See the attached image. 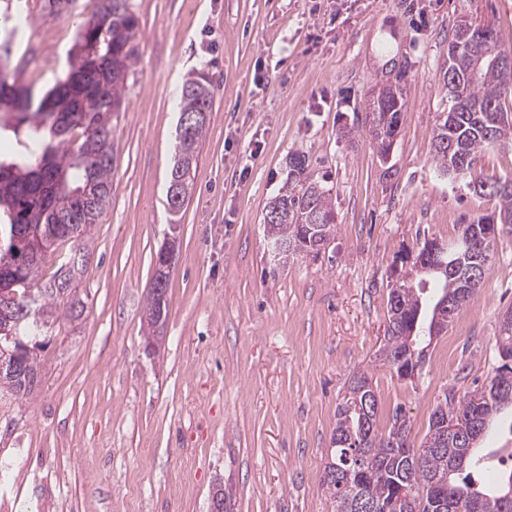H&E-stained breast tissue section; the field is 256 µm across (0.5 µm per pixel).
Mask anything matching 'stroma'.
Wrapping results in <instances>:
<instances>
[{
    "instance_id": "stroma-1",
    "label": "stroma",
    "mask_w": 512,
    "mask_h": 512,
    "mask_svg": "<svg viewBox=\"0 0 512 512\" xmlns=\"http://www.w3.org/2000/svg\"><path fill=\"white\" fill-rule=\"evenodd\" d=\"M87 0L53 12L21 0L9 68L41 94L71 70ZM139 26L112 119V200L84 245V313L40 353L41 384L0 397V512H336L322 486L336 407L365 374L379 433L402 408L422 440L449 392L485 385L512 307V233L484 283L433 341L415 379L382 361L388 283L420 242L453 240L494 211L431 153L447 106L440 75L460 16L512 48V0H130ZM406 61V105L388 158L366 100ZM206 74L213 110L193 186L166 206L176 97ZM332 190L325 253L268 259L263 217L289 154ZM180 246L156 352L145 349L154 256L171 220Z\"/></svg>"
}]
</instances>
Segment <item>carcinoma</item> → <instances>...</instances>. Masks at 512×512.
Segmentation results:
<instances>
[{
  "instance_id": "cac0c4a2",
  "label": "carcinoma",
  "mask_w": 512,
  "mask_h": 512,
  "mask_svg": "<svg viewBox=\"0 0 512 512\" xmlns=\"http://www.w3.org/2000/svg\"><path fill=\"white\" fill-rule=\"evenodd\" d=\"M138 18L129 0H95L91 21L77 34L71 52L72 68L65 80L54 85L39 100L18 85L0 65V133L13 135L17 151L0 160V259L11 254L12 262L0 264V285L25 292L43 310L45 320L22 321L15 334L25 343L46 335L60 319L77 320L84 311L74 288H57L44 279L42 265L55 254V240L85 237L100 223L111 203L114 154L110 139L112 117L119 112L127 80L130 43ZM489 54L478 75L471 74L467 59ZM512 59V50L502 46L500 34L490 26L467 19L456 21L448 41L449 67L442 72L448 90V107L433 131L432 157L439 171L450 177L471 175L478 195L493 197L498 206L490 215L460 225L456 244L437 251L438 243L424 240L409 258V266L388 284L387 326L383 361L396 374L399 356L412 349L421 364L431 345L430 330L437 314L451 323L457 312L478 292L482 281H471L467 272L487 266L483 249L487 226L498 230L512 225V179H484L476 175L482 152L509 137L493 138L498 117L504 115L502 91L512 86V72L493 63V56ZM213 90L203 77L187 79L181 88L180 114L203 112L187 137H178L167 185L181 180L185 193L178 202L166 198L168 211L177 215L192 189L191 171L196 168L203 136L208 129ZM403 96L388 94L368 100L372 140L381 156L389 154L398 134ZM305 156L288 160V181L268 204L279 211L285 225L283 238L288 255L318 256L330 240L336 223L332 195L308 171ZM33 236L44 243L36 257L24 251V241ZM13 374L0 375V392L15 398L33 394L40 383L38 355L23 352ZM372 381L354 377L336 408V427L331 439V460L326 464L323 486L336 499L337 512H357L342 482H351L373 505L372 512H448L436 507L438 494L455 499L454 512H512V450L487 448L479 455L462 442L444 434L448 420H467L478 414L485 421L476 444H484L489 430L501 425L503 413L512 411V369L500 365L487 386L473 395L450 393L435 407L420 444L410 440L411 425L402 408L394 409L388 433L376 429L379 400ZM498 459L494 481L479 487L472 473L492 466ZM414 490L412 498L399 500L402 488Z\"/></svg>"
}]
</instances>
